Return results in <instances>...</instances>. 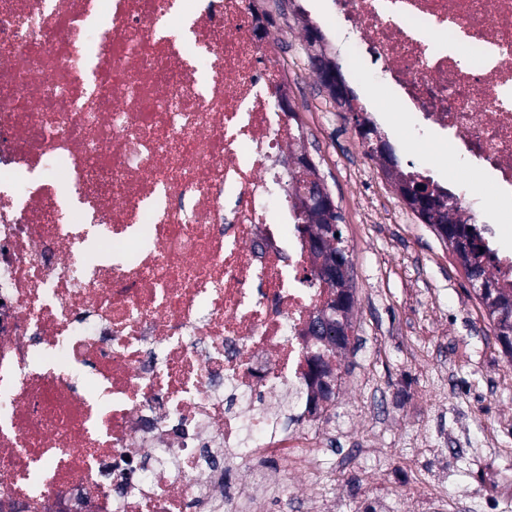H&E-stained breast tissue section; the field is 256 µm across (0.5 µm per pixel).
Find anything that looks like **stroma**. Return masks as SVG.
Wrapping results in <instances>:
<instances>
[{
	"label": "stroma",
	"mask_w": 512,
	"mask_h": 512,
	"mask_svg": "<svg viewBox=\"0 0 512 512\" xmlns=\"http://www.w3.org/2000/svg\"><path fill=\"white\" fill-rule=\"evenodd\" d=\"M276 33L298 43L306 23H323L334 0H265ZM325 40L348 81L366 97L381 93L377 74L349 71L355 36L329 32ZM289 81L314 85L299 103L305 150L319 165L340 216L352 259L354 306L350 343L339 371L343 423L325 466L334 472L314 504L316 512H429L405 488L419 475L455 497L453 512H512V491L484 482L496 468L512 477V362L458 260L433 230L396 195L377 157L355 135L356 115L342 111L318 86L307 52L286 58ZM385 140L408 137L399 166L433 160L439 176L468 184L478 206L493 204L490 188L471 174L449 146L429 154L410 139L406 118L381 127ZM379 384L387 413H362L370 393L357 387L364 373ZM374 435L385 460L366 456L351 465L358 440Z\"/></svg>",
	"instance_id": "obj_1"
}]
</instances>
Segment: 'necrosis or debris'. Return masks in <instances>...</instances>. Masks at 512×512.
Segmentation results:
<instances>
[{"mask_svg": "<svg viewBox=\"0 0 512 512\" xmlns=\"http://www.w3.org/2000/svg\"><path fill=\"white\" fill-rule=\"evenodd\" d=\"M253 4L0 0V512H269L326 480L331 290ZM335 4L367 117L512 206V0ZM454 194L512 288V226Z\"/></svg>", "mask_w": 512, "mask_h": 512, "instance_id": "4bbe7bcc", "label": "necrosis or debris"}]
</instances>
